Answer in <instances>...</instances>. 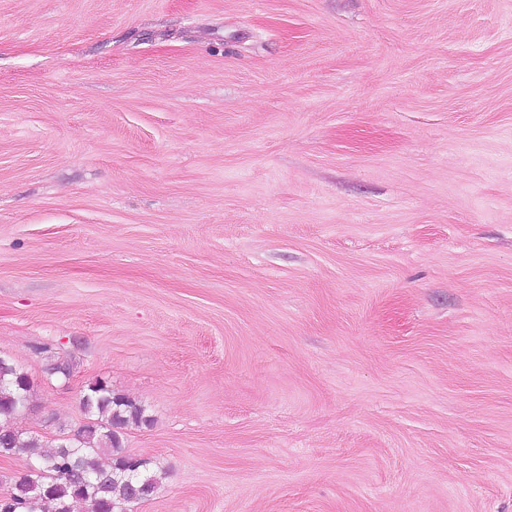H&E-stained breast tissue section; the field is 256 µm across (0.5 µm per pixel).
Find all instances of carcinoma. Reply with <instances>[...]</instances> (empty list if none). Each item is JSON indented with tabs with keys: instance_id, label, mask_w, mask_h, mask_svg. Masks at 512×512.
<instances>
[{
	"instance_id": "1",
	"label": "carcinoma",
	"mask_w": 512,
	"mask_h": 512,
	"mask_svg": "<svg viewBox=\"0 0 512 512\" xmlns=\"http://www.w3.org/2000/svg\"><path fill=\"white\" fill-rule=\"evenodd\" d=\"M32 389L29 376L0 356V451L32 459L28 473L0 498V512H76L79 504L88 512H128L129 504L152 496L157 481L149 474L151 461L124 446L125 430L151 423L142 404L97 379L80 398L92 425L44 450L38 439L12 426Z\"/></svg>"
}]
</instances>
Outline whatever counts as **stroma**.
I'll use <instances>...</instances> for the list:
<instances>
[{"instance_id":"obj_1","label":"stroma","mask_w":512,"mask_h":512,"mask_svg":"<svg viewBox=\"0 0 512 512\" xmlns=\"http://www.w3.org/2000/svg\"><path fill=\"white\" fill-rule=\"evenodd\" d=\"M0 356L131 512H512V0H0Z\"/></svg>"}]
</instances>
